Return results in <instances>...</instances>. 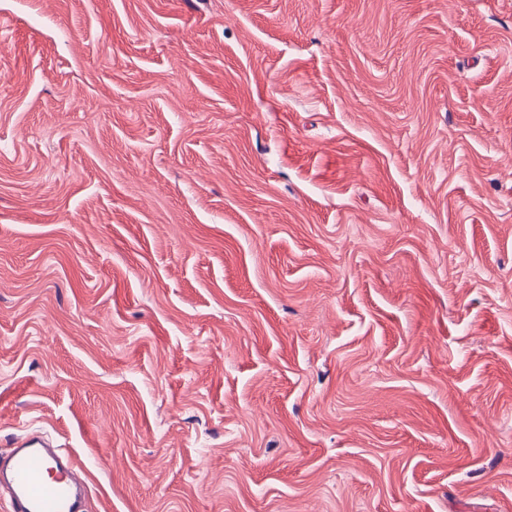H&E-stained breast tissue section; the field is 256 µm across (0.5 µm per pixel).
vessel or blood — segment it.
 I'll list each match as a JSON object with an SVG mask.
<instances>
[{
	"label": "vessel or blood",
	"mask_w": 512,
	"mask_h": 512,
	"mask_svg": "<svg viewBox=\"0 0 512 512\" xmlns=\"http://www.w3.org/2000/svg\"><path fill=\"white\" fill-rule=\"evenodd\" d=\"M88 473L69 449L40 435L16 438L0 460L10 512H85Z\"/></svg>",
	"instance_id": "vessel-or-blood-1"
}]
</instances>
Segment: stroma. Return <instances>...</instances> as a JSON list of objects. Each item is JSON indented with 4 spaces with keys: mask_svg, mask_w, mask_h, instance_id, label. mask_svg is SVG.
Instances as JSON below:
<instances>
[{
    "mask_svg": "<svg viewBox=\"0 0 512 512\" xmlns=\"http://www.w3.org/2000/svg\"><path fill=\"white\" fill-rule=\"evenodd\" d=\"M1 15V454L89 512H512V0ZM40 435L17 437L0 462L10 512H85L88 473L75 454ZM47 474L49 478H47Z\"/></svg>",
    "mask_w": 512,
    "mask_h": 512,
    "instance_id": "stroma-1",
    "label": "stroma"
}]
</instances>
